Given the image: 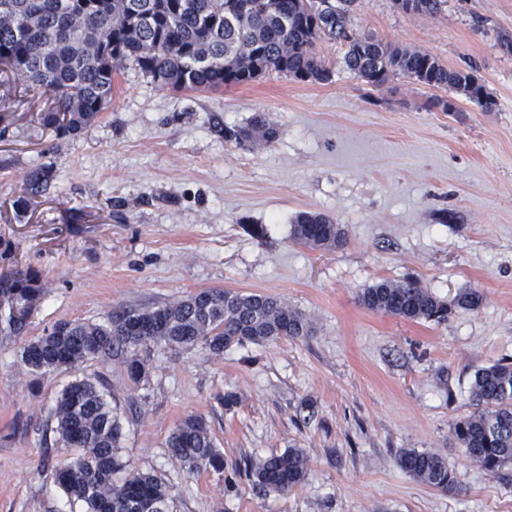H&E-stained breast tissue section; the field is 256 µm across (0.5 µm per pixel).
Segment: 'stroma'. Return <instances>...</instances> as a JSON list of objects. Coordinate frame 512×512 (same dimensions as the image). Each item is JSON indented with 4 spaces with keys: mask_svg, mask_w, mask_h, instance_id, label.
<instances>
[{
    "mask_svg": "<svg viewBox=\"0 0 512 512\" xmlns=\"http://www.w3.org/2000/svg\"><path fill=\"white\" fill-rule=\"evenodd\" d=\"M353 22L473 69L496 109L400 75L368 87L327 41L315 46L332 71L324 83L273 72L171 91L126 68L111 106L62 137L39 121L48 92L0 77V238L48 284L23 333L0 316V512H83L55 482L74 451L46 433L78 375L103 384L121 457L170 487L171 512H512V482L467 461L451 436L475 370L512 359V52L499 40L512 36V0H448L433 15L356 0ZM257 113L279 127L274 142L225 141L224 126ZM38 165L48 189L22 203ZM301 212L344 225L346 245L297 244ZM383 278L417 280L449 303L476 288L485 301L440 325L404 320L359 302ZM225 288L276 296L312 330L220 356L152 346L137 384L109 355L47 374L20 362L23 344L57 322ZM228 391L238 397L229 409ZM191 415L206 422L223 471L190 476L169 457L168 436ZM290 448L309 462L292 491L265 495L244 477L227 489L235 465ZM402 448L446 458L456 492L405 473Z\"/></svg>",
    "mask_w": 512,
    "mask_h": 512,
    "instance_id": "stroma-1",
    "label": "stroma"
}]
</instances>
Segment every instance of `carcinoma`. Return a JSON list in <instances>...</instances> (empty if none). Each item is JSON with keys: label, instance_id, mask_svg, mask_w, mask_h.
<instances>
[{"label": "carcinoma", "instance_id": "cac0c4a2", "mask_svg": "<svg viewBox=\"0 0 512 512\" xmlns=\"http://www.w3.org/2000/svg\"><path fill=\"white\" fill-rule=\"evenodd\" d=\"M355 0H0V67L29 87L43 88L56 106L43 113L44 126L65 136L82 129L112 102L116 75L131 65L170 90H220L276 72L299 80L324 82L330 70L317 58L319 40L348 46L343 66L377 88L397 75L431 88L455 90L471 104L492 111L496 100L471 71L448 69L428 53L411 51L368 35L352 39ZM279 129L257 114L245 126L224 127V139L239 145L253 139L273 142ZM49 175L35 168L25 177V200L41 195ZM294 241L313 250L347 243L344 225L302 212L295 217ZM11 244L0 260V308L8 322L23 329L45 294L41 274L17 268ZM484 295L461 293L455 306L477 311ZM367 309L411 321H448V303L414 280L381 279L359 294ZM299 310L281 300L231 289L201 290L156 307L122 308L102 323L61 321L49 333L21 349L32 372L77 370L110 353L124 356L130 379L145 378L148 360L139 351L149 345L205 347L214 355L245 343L309 335ZM468 415L451 428L470 462L489 474L512 480V361L498 360L474 372ZM52 433L75 457L60 464L55 478L85 512H170L169 488L154 476L123 461L122 428L101 384L76 378L60 393L52 415ZM170 458L189 475L202 468L224 470L203 419L185 418L167 441ZM399 467L422 483L456 490L453 470L442 456L403 448ZM249 477L259 490L285 494L308 475L301 448L252 460ZM124 473L121 483L113 476Z\"/></svg>", "mask_w": 512, "mask_h": 512}]
</instances>
